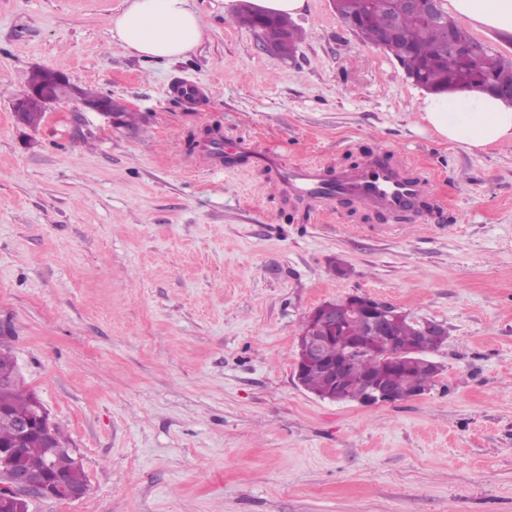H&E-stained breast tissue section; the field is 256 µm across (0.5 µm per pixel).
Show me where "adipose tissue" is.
<instances>
[{
    "instance_id": "ef3b65f1",
    "label": "adipose tissue",
    "mask_w": 512,
    "mask_h": 512,
    "mask_svg": "<svg viewBox=\"0 0 512 512\" xmlns=\"http://www.w3.org/2000/svg\"><path fill=\"white\" fill-rule=\"evenodd\" d=\"M457 14L499 33L512 34V0H448ZM112 37L144 60L187 56L202 32L190 0H127L111 20ZM425 131L467 149L512 142V101L480 89L427 95L420 107Z\"/></svg>"
}]
</instances>
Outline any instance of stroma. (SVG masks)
Instances as JSON below:
<instances>
[{"label":"stroma","instance_id":"35a3bbf8","mask_svg":"<svg viewBox=\"0 0 512 512\" xmlns=\"http://www.w3.org/2000/svg\"><path fill=\"white\" fill-rule=\"evenodd\" d=\"M191 5L199 45L155 65L112 37L125 0H0V345L89 485L28 512H512V143L423 131L424 91L330 0L294 17L290 60L224 0ZM36 68L127 116L19 124ZM217 134L288 165L382 152L427 172L433 204L287 208L258 171L198 166ZM351 295L445 327L427 394L297 384L306 313Z\"/></svg>","mask_w":512,"mask_h":512}]
</instances>
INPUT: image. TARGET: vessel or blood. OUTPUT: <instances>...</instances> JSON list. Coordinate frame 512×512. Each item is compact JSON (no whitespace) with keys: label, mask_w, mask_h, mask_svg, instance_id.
I'll return each mask as SVG.
<instances>
[{"label":"vessel or blood","mask_w":512,"mask_h":512,"mask_svg":"<svg viewBox=\"0 0 512 512\" xmlns=\"http://www.w3.org/2000/svg\"><path fill=\"white\" fill-rule=\"evenodd\" d=\"M203 161L214 168L244 167L269 176L284 204L322 214L334 201L347 199L362 209L389 213L415 212L431 193V182L419 168L399 159L365 157L355 166L329 171L321 164L287 166L274 154L246 140H228L204 151Z\"/></svg>","instance_id":"b4317fda"}]
</instances>
